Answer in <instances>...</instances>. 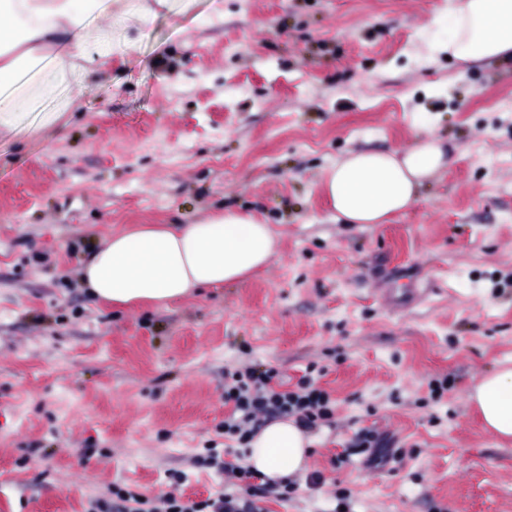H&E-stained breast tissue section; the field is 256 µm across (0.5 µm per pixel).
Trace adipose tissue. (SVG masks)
I'll return each instance as SVG.
<instances>
[{
  "label": "adipose tissue",
  "mask_w": 512,
  "mask_h": 512,
  "mask_svg": "<svg viewBox=\"0 0 512 512\" xmlns=\"http://www.w3.org/2000/svg\"><path fill=\"white\" fill-rule=\"evenodd\" d=\"M170 0H0V137L29 130L32 115L55 123L83 80L135 48L131 21L147 23ZM431 55L465 63L512 59V0H454L429 26ZM448 164L439 142L418 139L404 153L357 152L324 172L337 219L381 224L407 210ZM269 225L228 211L200 224L143 226L112 235L83 266L91 293L115 306L163 303L199 288L244 281L277 252ZM484 427L512 437V365L488 373L469 396ZM311 439L291 418L252 437L247 463L279 480L301 471Z\"/></svg>",
  "instance_id": "ef3b65f1"
}]
</instances>
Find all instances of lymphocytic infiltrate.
Segmentation results:
<instances>
[{
  "label": "lymphocytic infiltrate",
  "instance_id": "obj_1",
  "mask_svg": "<svg viewBox=\"0 0 512 512\" xmlns=\"http://www.w3.org/2000/svg\"><path fill=\"white\" fill-rule=\"evenodd\" d=\"M224 401L232 412L224 420V434L235 446L226 454L209 448L192 461L193 467L214 470L224 478L227 491L192 500L176 494L175 489L186 480L181 471L168 474L171 491L148 497L120 487H113L111 499L96 500L94 512H264L266 499L279 502L291 500L300 486L317 491L323 486V477L314 472L304 483L283 478L267 479L244 463L240 449L266 424L282 418L294 419L304 430L335 423V405L326 390L317 387L312 372H305L293 387H284L278 370L263 368L246 362L224 374ZM365 455L368 462L388 457L398 462L400 450L394 449L387 436L371 428L355 432L344 451L337 455L335 465L346 463L350 456Z\"/></svg>",
  "mask_w": 512,
  "mask_h": 512
}]
</instances>
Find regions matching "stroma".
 Masks as SVG:
<instances>
[{
	"label": "stroma",
	"mask_w": 512,
	"mask_h": 512,
	"mask_svg": "<svg viewBox=\"0 0 512 512\" xmlns=\"http://www.w3.org/2000/svg\"><path fill=\"white\" fill-rule=\"evenodd\" d=\"M448 0H173L130 22L55 124L0 139V512H86L113 486L153 496L224 448V372L250 361L336 401L299 488L267 512H512V440L468 395L512 358V61H419ZM421 136L450 159L382 224L334 220L324 170ZM279 250L244 282L161 305L93 299L103 239L225 211ZM420 288L416 302H385ZM448 388L434 395L435 381ZM402 463L336 468L353 431Z\"/></svg>",
	"instance_id": "1"
}]
</instances>
